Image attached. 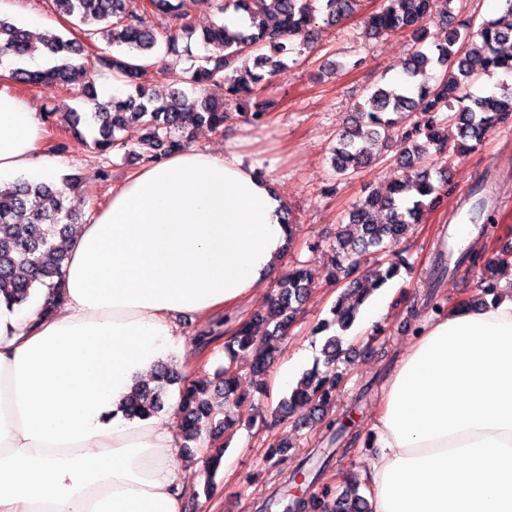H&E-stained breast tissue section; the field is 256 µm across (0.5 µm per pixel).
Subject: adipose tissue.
Instances as JSON below:
<instances>
[{"label": "adipose tissue", "mask_w": 512, "mask_h": 512, "mask_svg": "<svg viewBox=\"0 0 512 512\" xmlns=\"http://www.w3.org/2000/svg\"><path fill=\"white\" fill-rule=\"evenodd\" d=\"M0 64V184L52 181L43 120ZM285 203L235 151L142 166L66 243L46 289L0 299V512H182L170 423L126 418L135 383L183 350L178 321L256 297L288 240ZM371 512H512V293L429 317L366 440Z\"/></svg>", "instance_id": "obj_1"}]
</instances>
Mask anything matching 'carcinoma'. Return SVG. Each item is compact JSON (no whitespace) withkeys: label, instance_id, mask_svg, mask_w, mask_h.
Listing matches in <instances>:
<instances>
[{"label":"carcinoma","instance_id":"carcinoma-1","mask_svg":"<svg viewBox=\"0 0 512 512\" xmlns=\"http://www.w3.org/2000/svg\"><path fill=\"white\" fill-rule=\"evenodd\" d=\"M217 14L228 10L242 13L250 24L231 31L215 24L203 31L200 39L224 54L204 56L189 72L165 71L172 87L169 99L159 100L150 91L144 76L157 52L158 29L166 34V45L175 46L178 38L192 40L195 31L183 18L182 0H143L136 11L126 8V0H52L55 12L71 17L86 27L84 35H101L108 44L121 48L120 54H98L94 61L80 62L76 56L83 47L75 39L55 37L47 41L49 51L63 65L45 70L18 69L15 79L25 86H38L52 92L80 87L97 99L95 72L109 70L126 87V94L96 104L85 117L80 112H46L48 124L62 129L66 140L54 145L58 151L72 143L88 144L100 153L123 150L145 164L188 148L193 131L207 127L224 132L232 110L242 111L246 96L255 94L269 82L281 66V59L300 54L318 40L322 30L350 17L358 0H207ZM454 0H384L383 6L363 20L366 34L381 38L396 32L408 33L416 50L408 57L403 75L396 81L375 87L341 130L332 149V166L343 177H351L371 166L374 150L383 145L395 129L401 130L405 144L401 155L403 175L385 195L372 194L354 205L348 222L340 225L336 246L331 249L329 278L342 284L331 308L332 318L323 320L317 331L337 326L349 330L370 295L409 268L405 257L385 252L386 241L408 234L424 214L443 202L444 195L430 179L433 161L447 155L461 157L471 151L497 126L512 123V86L483 95H463L461 91L485 76L512 75V52L502 46L512 43V0H504L503 13L476 22L454 13ZM444 25V36L436 38L429 25ZM36 50L34 37L8 17H0V58H24ZM189 81L199 91L196 103L185 104L178 85ZM452 121L461 140L448 147L439 126ZM140 127L142 134L133 149L121 137L128 126ZM82 198L79 177L64 176L58 183L17 180L0 186V296L9 304L21 305L36 289H49L43 314L60 305L55 288L60 286L67 253L63 247L71 225L79 223L77 210ZM470 220L482 223L481 231L495 228V205L479 198L469 209ZM512 257V247L500 251L496 261L485 265L486 274L478 288L488 295L498 290L492 273ZM444 244H439L432 275L447 276ZM312 282L302 267L288 270L276 284L266 309L236 322L224 342L227 361L210 381L190 383L171 364L157 366L154 375L137 384L126 402L128 417L147 418L164 408L168 387L180 385L177 414L178 444L186 457L195 459L203 434L221 435L229 423L220 418L230 401L244 402L238 393V356L253 353V373L262 376L278 352L296 314L307 300ZM226 319L214 322L209 330L195 337L205 348L220 336ZM343 338L330 335L322 353L324 362L333 364L343 354ZM335 384L318 368L303 373L279 404V412L292 414L301 409L325 413ZM330 443L350 445L347 428L332 418L326 422ZM330 456L323 454L311 468L300 466L298 474L317 482ZM332 490L324 487L321 496L292 499L288 512H369L366 498L358 489H349L332 506L325 500Z\"/></svg>","mask_w":512,"mask_h":512}]
</instances>
